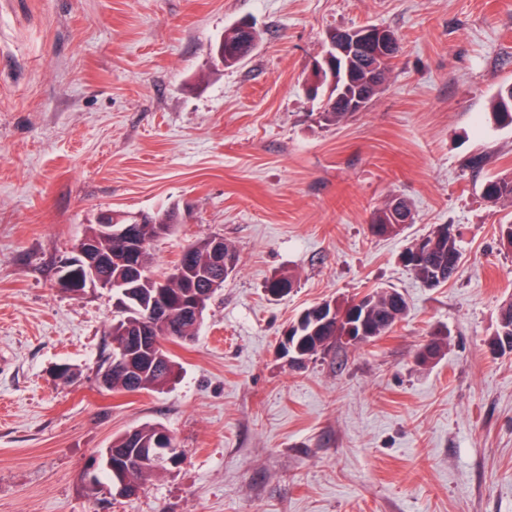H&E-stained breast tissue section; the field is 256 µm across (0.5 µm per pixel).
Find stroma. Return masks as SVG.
<instances>
[{"instance_id": "obj_1", "label": "stroma", "mask_w": 512, "mask_h": 512, "mask_svg": "<svg viewBox=\"0 0 512 512\" xmlns=\"http://www.w3.org/2000/svg\"><path fill=\"white\" fill-rule=\"evenodd\" d=\"M240 22L259 41L227 68L211 46ZM368 24L402 52L365 111L325 125L313 65L329 31ZM509 84L512 0H0V512H512V353L489 346L512 206L482 194L512 172L491 114ZM394 197L412 224L372 236ZM165 210L155 273L214 235L237 267L195 340L169 344L175 384L107 392L118 301L56 270L100 213ZM438 224L462 260L428 288L401 255ZM375 289L408 303L387 336L289 367L302 310ZM145 424L180 464L137 497L89 495L84 469ZM395 200H400L401 202H403L406 212L409 214L411 213L410 207L404 200H402V199H394L393 200L392 199L390 201H387L383 206L375 208L372 212L369 228L373 234H375L374 227L377 225H382L386 228V232H384L380 235H396L399 233L397 231V228H399L400 226H402L404 224L399 223V220L396 218V215H395V214H397L396 211L394 214V212L392 210V205Z\"/></svg>"}]
</instances>
